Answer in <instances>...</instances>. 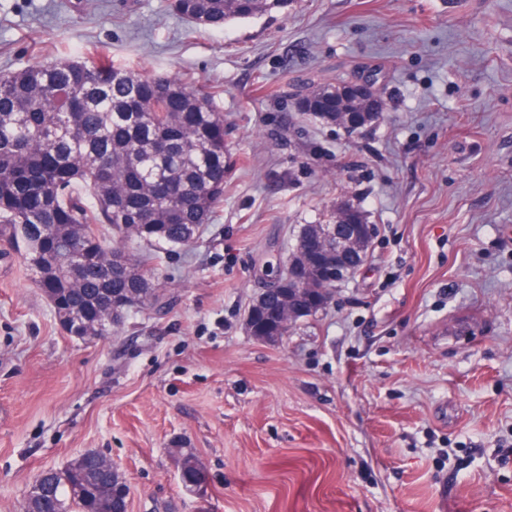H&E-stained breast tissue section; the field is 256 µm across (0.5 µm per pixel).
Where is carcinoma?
Here are the masks:
<instances>
[{
    "label": "carcinoma",
    "mask_w": 512,
    "mask_h": 512,
    "mask_svg": "<svg viewBox=\"0 0 512 512\" xmlns=\"http://www.w3.org/2000/svg\"><path fill=\"white\" fill-rule=\"evenodd\" d=\"M291 0H169L191 28L219 29L280 12ZM323 90L300 109L315 108ZM216 91L178 75L143 77L101 59L59 58L0 75V238L35 272L62 328L91 336L133 294L158 297L133 254L141 242L186 247L224 197L227 150ZM112 228V241L103 226ZM186 477L205 480L197 455L178 448ZM45 495L21 512H123L121 477L88 451L42 474Z\"/></svg>",
    "instance_id": "cac0c4a2"
}]
</instances>
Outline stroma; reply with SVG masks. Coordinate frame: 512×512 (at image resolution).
Returning <instances> with one entry per match:
<instances>
[{"instance_id": "stroma-1", "label": "stroma", "mask_w": 512, "mask_h": 512, "mask_svg": "<svg viewBox=\"0 0 512 512\" xmlns=\"http://www.w3.org/2000/svg\"><path fill=\"white\" fill-rule=\"evenodd\" d=\"M168 3L0 0L1 74L104 55L218 87L232 162L190 246L139 249L163 312L107 338L67 334L0 246V512L88 450L129 512H512V0H293L206 30ZM365 78L373 124L299 107ZM340 206L374 226L365 264L255 341L247 307ZM331 90H332V88L327 87V88L320 89L310 95L302 97V99L300 100V103H299L300 109L303 112H312L315 116L323 119L327 123L336 124V113L337 112H345V110H344L345 104L343 102H340L337 105V107H335L334 111L332 110V111L328 112V110H330L331 107H326V106L320 107L319 110L315 109V102H316L317 98L319 97V95L323 92L331 91ZM312 100H314L313 103L311 102ZM327 113H329V114L326 115Z\"/></svg>"}]
</instances>
